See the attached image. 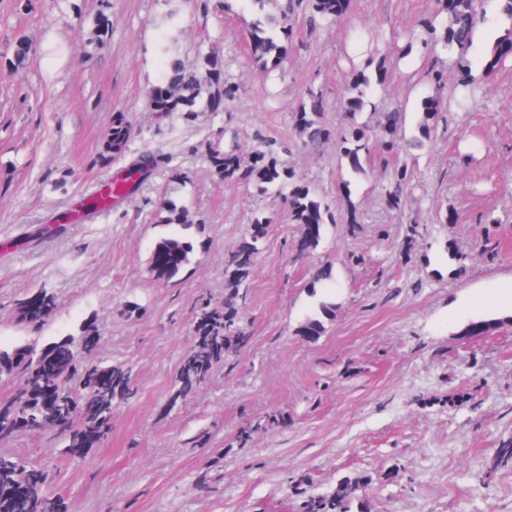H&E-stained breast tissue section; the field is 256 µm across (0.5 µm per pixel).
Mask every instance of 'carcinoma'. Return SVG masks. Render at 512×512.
I'll list each match as a JSON object with an SVG mask.
<instances>
[{
  "label": "carcinoma",
  "instance_id": "carcinoma-1",
  "mask_svg": "<svg viewBox=\"0 0 512 512\" xmlns=\"http://www.w3.org/2000/svg\"><path fill=\"white\" fill-rule=\"evenodd\" d=\"M505 16H497L503 28L483 55V70L492 72L507 59L512 50V0H506ZM305 4L311 22H335L349 10L351 0H298ZM485 17L478 11L477 0H445L441 11L422 25L420 34L412 40L423 48L441 46L456 54L455 66L459 75L455 101L462 108L475 98L478 87L468 59L474 33ZM293 31L284 20L266 18L257 20L247 33V42L253 59L266 67L277 66L286 54L285 42ZM202 67L187 71L176 50L170 49L162 60L160 85L165 88L164 99H158V89H153L151 102L157 112L179 113L190 116L204 110L209 112L219 100L230 101L239 91L234 81L224 77L217 59L207 53L200 55ZM33 60L25 39L17 41L9 65L16 69L26 67ZM388 71L387 56L376 50L361 66H352L349 91L340 103L345 127L338 138L322 121L326 102L320 86L311 84L304 91L298 109L303 121L297 124L300 139L305 147L318 150L330 140H336V151L345 166L355 175L367 173L372 149L380 147L390 153L415 158L427 147L434 132V120L448 111L445 95L446 72L434 65L427 76L436 87V93L421 102V120L411 136L403 134L402 114L398 110L378 113L377 125L371 127L359 121L367 108L374 106L368 91L373 85H383ZM132 133L128 115L118 112L104 136L101 157L110 161L123 154ZM208 158L214 172L226 180H242L250 184L259 195L274 187L288 188L286 204L288 222L302 224L308 233L307 250L319 245L326 225L336 223L333 203L310 186L302 183L296 172L281 164L272 152L257 151L243 160L236 150H223L217 143L207 147ZM159 165L151 151L140 153L126 167V181L115 189L114 195L125 199L150 178ZM412 173L403 162L391 174L384 189L388 208H402L405 194L410 188ZM175 189L167 188L158 200L159 210L166 213L164 223L187 228L193 224L190 211L178 204ZM272 218L264 213L257 215L239 242L224 260L226 287L224 307H200L196 324L206 327L205 333H196L194 349L183 359L177 380L168 392V402L176 407L204 383L214 369L247 347L250 336L241 323L240 310L245 296L240 287L250 277L264 242ZM193 248L185 238L168 234L159 238L149 259V273L157 281L168 282L177 276L191 261ZM55 297L42 292L34 298L18 303L21 314L30 322L40 320L41 313L55 307ZM334 312V304L323 302L319 312L307 316L299 326L302 336H320L325 330L323 319ZM232 352H223L224 347ZM55 355L56 371H47L39 353L23 345L5 350L0 348V377L15 380L13 398L0 404V441L10 439L20 425L36 431L57 429L67 439L71 455L80 456L92 447L90 436H103L110 428L114 405L133 398L137 392L131 370L124 363L102 365L80 355L81 343L73 338L54 341L46 346ZM512 465V443L504 442L495 450L488 463L487 474ZM46 472L32 464L11 456H0V512H67L65 502L49 496L44 487ZM369 485L363 475H346L336 481L325 493L302 492L299 512H365L361 492Z\"/></svg>",
  "mask_w": 512,
  "mask_h": 512
}]
</instances>
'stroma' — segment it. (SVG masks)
Instances as JSON below:
<instances>
[{
  "instance_id": "obj_1",
  "label": "stroma",
  "mask_w": 512,
  "mask_h": 512,
  "mask_svg": "<svg viewBox=\"0 0 512 512\" xmlns=\"http://www.w3.org/2000/svg\"><path fill=\"white\" fill-rule=\"evenodd\" d=\"M440 6L353 0L337 23L314 27L288 0H267L266 13L287 15L293 35L282 63L266 69L244 39L257 17L250 0H186L172 29L162 25L167 0H112L108 10L101 0H0V347L85 332L98 339L91 359L125 363L137 388L86 456L67 454L51 430L18 432L0 455L43 468L46 493L68 512H294L295 484L324 492L355 473L370 480L367 512H512V466L485 474L512 440V61L489 76L479 64L496 29L480 26L469 54L480 97L471 111L439 114L404 210L382 198L394 158L373 152L369 174L351 176L335 143L303 148L291 118L314 83L324 121L341 132L354 33L373 30L391 53ZM102 12L109 33L99 42L90 35ZM21 38L34 61L18 72L9 59ZM168 38L188 70L204 51L239 84L223 111H152ZM427 68L412 51L373 94L378 110L403 109L409 135L434 92ZM117 112L129 113L133 131L106 163L99 152ZM218 141L244 158L291 142L284 165L335 205L316 250L297 251L303 227L289 223L284 193L260 196L215 174L206 147ZM147 148L169 162L137 194L40 235ZM178 178L194 252L159 282L148 261L168 228L155 203ZM259 212L274 221L243 285L250 343L169 407L195 346L197 307L223 306L224 256ZM320 267L335 278L336 313L312 340L298 327L316 303L309 283ZM42 291L56 307L23 321L18 301ZM269 414L284 425L259 427Z\"/></svg>"
}]
</instances>
